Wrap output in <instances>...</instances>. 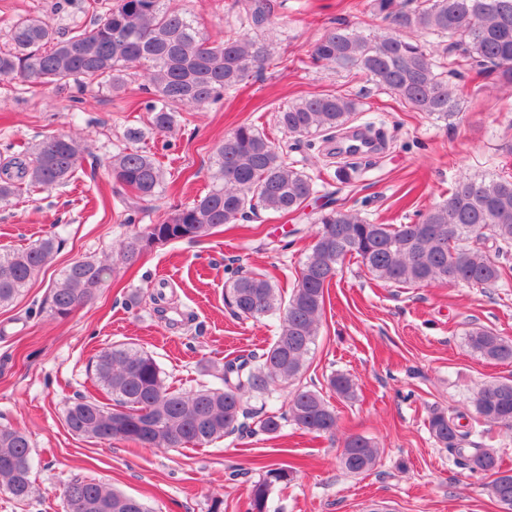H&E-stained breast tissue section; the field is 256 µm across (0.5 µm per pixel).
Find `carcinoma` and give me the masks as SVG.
<instances>
[{"label":"carcinoma","mask_w":512,"mask_h":512,"mask_svg":"<svg viewBox=\"0 0 512 512\" xmlns=\"http://www.w3.org/2000/svg\"><path fill=\"white\" fill-rule=\"evenodd\" d=\"M173 0H112L90 27L74 26L59 38L45 19L19 17L9 32L10 46L0 50V77L35 88L74 83L79 90L96 86L120 90L131 71H142L151 95L146 110L151 127L166 133L182 112L224 100L251 75L272 64L270 0H228L227 13L242 30L220 40L200 36L193 20L171 6ZM388 21L379 35H364L345 25L326 29L311 46L310 62L320 68L356 70L415 112L440 121L462 110V95L448 73L467 66L512 89V0H374ZM447 40L442 51L428 37ZM359 100L336 92L292 103L276 113L279 128L290 136L316 133L342 153ZM142 128L128 126L132 147L112 156V178L140 201L156 197L165 171L155 158L135 147ZM87 146L56 135L43 136L23 159L0 168V204L23 190H49L65 184L78 170ZM208 190L157 224L126 238L117 259L134 264L147 248L144 241H197L226 224H237L263 210L288 215L317 193L316 178L296 167L288 151L253 124L242 123L214 148ZM47 236L22 249L0 251V307L21 296L57 250ZM512 176L460 178L448 198L410 224H376L353 209H331L317 221L311 245L289 296L267 275L240 272L228 281L225 301L242 320L278 321L277 335L259 355L224 362L214 380L193 389L175 388L152 353L135 343H121L96 355V381L104 396L79 397L64 412L68 430L80 437L122 440L142 448L204 446L218 439L258 433L275 435L290 422L311 434H335L336 410L322 393L300 384L312 354L325 293L342 265L354 260L377 280L400 288L432 283L496 288L512 272ZM109 261L75 260L51 289L50 311L66 317L91 301ZM468 347L481 357L512 363V338L485 327L467 331ZM328 387L345 400L357 395L347 374L335 373ZM283 392V408L258 414L248 407L252 395ZM473 413L434 409L428 429L455 464L481 473L486 489L501 508L512 512V470L502 468L495 449L472 440L485 426L512 432V379L485 381L473 392ZM380 448L357 434L347 436L339 465L352 474L372 470ZM291 470L264 466L252 482L246 512H268L272 489L289 480ZM34 489L31 443L25 432L0 426V490L19 501ZM63 512H149L139 499L95 480L71 482Z\"/></svg>","instance_id":"obj_1"}]
</instances>
